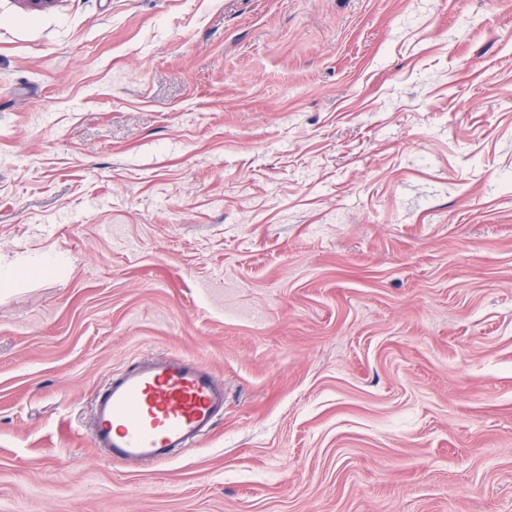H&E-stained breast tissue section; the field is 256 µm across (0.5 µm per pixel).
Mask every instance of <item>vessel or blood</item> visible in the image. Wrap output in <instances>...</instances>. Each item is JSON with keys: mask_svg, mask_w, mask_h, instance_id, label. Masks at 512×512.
Wrapping results in <instances>:
<instances>
[{"mask_svg": "<svg viewBox=\"0 0 512 512\" xmlns=\"http://www.w3.org/2000/svg\"><path fill=\"white\" fill-rule=\"evenodd\" d=\"M224 418V381L201 360L142 357L94 396L87 431L112 464H164L207 439Z\"/></svg>", "mask_w": 512, "mask_h": 512, "instance_id": "b4317fda", "label": "vessel or blood"}]
</instances>
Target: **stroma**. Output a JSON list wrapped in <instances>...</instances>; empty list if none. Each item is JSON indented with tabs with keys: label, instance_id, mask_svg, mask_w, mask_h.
Listing matches in <instances>:
<instances>
[{
	"label": "stroma",
	"instance_id": "1",
	"mask_svg": "<svg viewBox=\"0 0 512 512\" xmlns=\"http://www.w3.org/2000/svg\"><path fill=\"white\" fill-rule=\"evenodd\" d=\"M170 352L223 421L100 461ZM0 512H512V7L0 0ZM224 419V380L177 353L142 357L94 396L87 431L112 464H164L207 439Z\"/></svg>",
	"mask_w": 512,
	"mask_h": 512
}]
</instances>
